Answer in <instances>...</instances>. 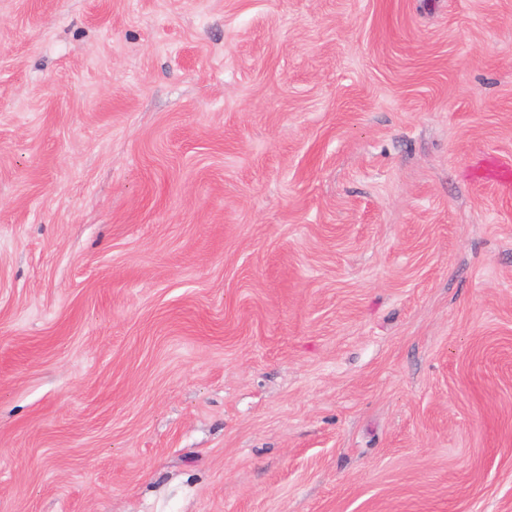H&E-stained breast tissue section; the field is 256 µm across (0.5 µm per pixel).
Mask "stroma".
<instances>
[{"label": "stroma", "instance_id": "obj_1", "mask_svg": "<svg viewBox=\"0 0 512 512\" xmlns=\"http://www.w3.org/2000/svg\"><path fill=\"white\" fill-rule=\"evenodd\" d=\"M512 0H0V512H512ZM484 176L500 194H512V163L493 158L484 166Z\"/></svg>", "mask_w": 512, "mask_h": 512}]
</instances>
